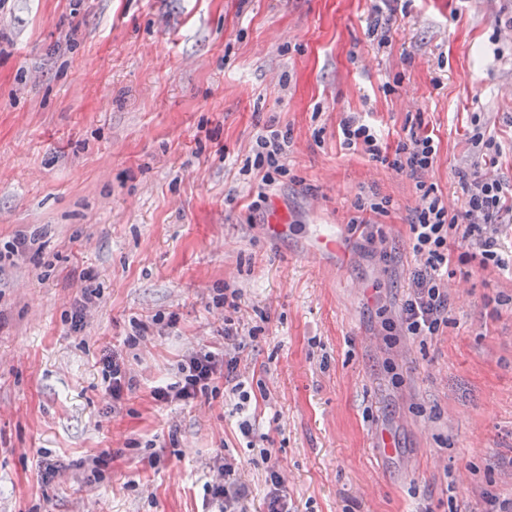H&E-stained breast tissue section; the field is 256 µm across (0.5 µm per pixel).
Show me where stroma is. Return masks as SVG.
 <instances>
[{
    "instance_id": "35a3bbf8",
    "label": "stroma",
    "mask_w": 512,
    "mask_h": 512,
    "mask_svg": "<svg viewBox=\"0 0 512 512\" xmlns=\"http://www.w3.org/2000/svg\"><path fill=\"white\" fill-rule=\"evenodd\" d=\"M372 5L0 6V245L36 238L0 271V512H221L203 485L228 456L247 512H263L264 448L291 512L512 499V276L454 258L447 326L394 329L416 266L415 183L336 136L350 112H370L391 145L423 122L438 145L427 179L459 209L476 116L504 148L494 174L512 181V0H410L384 47L367 34ZM268 125L291 131L290 174L256 212L259 180L240 160ZM373 191L395 209L372 217L371 244L348 222ZM273 208L285 237L266 233ZM324 230L345 254H311ZM88 279L101 297L74 334L64 314ZM228 286L242 294L232 345L213 304ZM138 322L148 331L132 345ZM205 345L236 359L246 404L220 390L155 405L152 386ZM112 352L133 379L114 411ZM102 451L112 460L95 479ZM47 455L62 463L48 481Z\"/></svg>"
}]
</instances>
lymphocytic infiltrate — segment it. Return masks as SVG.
Instances as JSON below:
<instances>
[{
	"mask_svg": "<svg viewBox=\"0 0 512 512\" xmlns=\"http://www.w3.org/2000/svg\"><path fill=\"white\" fill-rule=\"evenodd\" d=\"M338 137L343 149L363 153L414 180L418 203L408 222V240L418 266L413 273L412 291L401 306V328L408 336L437 335L441 325L448 322L450 301L444 272L452 263L454 246L471 248V257L480 267L512 270V258L499 251V229L492 222L494 215L512 205V184L488 173L489 167L496 164L501 146L485 127L473 126L469 133L472 170L459 174L466 199L463 209L458 210L451 208L437 185L426 179L438 153L432 132L409 129L390 148L383 145L359 113L352 112L340 121ZM290 138V131L266 127L257 136L251 155L245 158L243 172L256 174L262 185L254 209H261L266 203V187L287 175L285 159ZM177 373L174 382L154 387L151 397L155 404L190 403L214 392L220 384L232 393L242 390L236 360L220 357L206 348L184 356ZM205 492L209 499L223 504L224 512H246L248 489L239 481L234 464H225L218 476L207 482Z\"/></svg>",
	"mask_w": 512,
	"mask_h": 512,
	"instance_id": "lymphocytic-infiltrate-1",
	"label": "lymphocytic infiltrate"
}]
</instances>
